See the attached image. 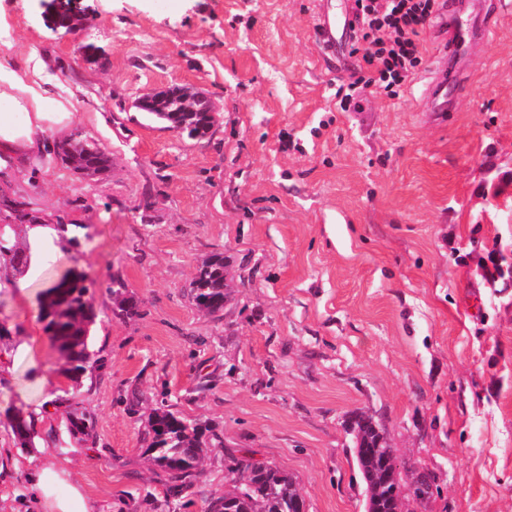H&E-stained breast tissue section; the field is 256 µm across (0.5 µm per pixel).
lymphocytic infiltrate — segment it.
<instances>
[{"label": "lymphocytic infiltrate", "mask_w": 512, "mask_h": 512, "mask_svg": "<svg viewBox=\"0 0 512 512\" xmlns=\"http://www.w3.org/2000/svg\"><path fill=\"white\" fill-rule=\"evenodd\" d=\"M359 37L353 52L364 66L355 72L341 100L346 109L360 108L361 94L373 89L399 97L423 60L421 33L440 11L439 0H356Z\"/></svg>", "instance_id": "f902f5d3"}]
</instances>
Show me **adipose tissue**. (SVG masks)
<instances>
[{
  "mask_svg": "<svg viewBox=\"0 0 512 512\" xmlns=\"http://www.w3.org/2000/svg\"><path fill=\"white\" fill-rule=\"evenodd\" d=\"M69 102L49 98L28 68L0 64V172L21 171L43 138L69 125ZM43 512H93V506L61 464L42 465L30 476Z\"/></svg>",
  "mask_w": 512,
  "mask_h": 512,
  "instance_id": "ef3b65f1",
  "label": "adipose tissue"
}]
</instances>
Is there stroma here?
Instances as JSON below:
<instances>
[{
  "label": "stroma",
  "mask_w": 512,
  "mask_h": 512,
  "mask_svg": "<svg viewBox=\"0 0 512 512\" xmlns=\"http://www.w3.org/2000/svg\"><path fill=\"white\" fill-rule=\"evenodd\" d=\"M12 25L0 61L44 64L71 131L112 158L84 178L54 158L57 136L17 175H0V246L23 251L19 210L78 224L35 269L0 264V512H27L29 459L67 460L96 512H204L226 489V450L293 475L308 512H364L349 425L371 416L404 480L436 476L428 512H512V0L460 61L447 115L423 91L437 33L400 97L345 111L323 59L319 14L352 0H80L86 22L53 30L42 0H0ZM99 48L100 64L83 47ZM179 84L216 123L192 139L136 101ZM221 252L224 316L191 295ZM95 282L81 383L41 318L46 284L70 269ZM123 280L139 315H118L104 284ZM94 414L72 434L47 397ZM167 405L223 444L179 495L147 462L148 418ZM33 416L17 448L9 419Z\"/></svg>",
  "instance_id": "1"
}]
</instances>
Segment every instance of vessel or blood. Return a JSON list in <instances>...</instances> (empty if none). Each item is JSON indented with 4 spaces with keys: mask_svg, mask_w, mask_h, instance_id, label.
<instances>
[{
    "mask_svg": "<svg viewBox=\"0 0 512 512\" xmlns=\"http://www.w3.org/2000/svg\"><path fill=\"white\" fill-rule=\"evenodd\" d=\"M352 24L350 15L334 18L322 16L318 24L320 42L323 52L336 50L334 32L336 28H349ZM442 39V49L436 59L431 79L426 86L425 96L432 103L436 112L447 111L449 91L460 88L461 77L458 70L452 68V61L460 58L467 51L488 40L491 29L485 24L472 22L456 8H448L438 26Z\"/></svg>",
    "mask_w": 512,
    "mask_h": 512,
    "instance_id": "b4317fda",
    "label": "vessel or blood"
}]
</instances>
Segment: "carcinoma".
Here are the masks:
<instances>
[{"label":"carcinoma","mask_w":512,"mask_h":512,"mask_svg":"<svg viewBox=\"0 0 512 512\" xmlns=\"http://www.w3.org/2000/svg\"><path fill=\"white\" fill-rule=\"evenodd\" d=\"M52 27L63 28L70 23L71 8H52L46 4ZM138 108L150 120L168 129L185 133L190 138H205L212 131L215 116L208 111V102L202 98H186L179 88L156 96H144ZM56 156L75 172L93 177L103 175L112 167L111 157L98 144L76 139L73 143L61 141ZM224 254L213 253L201 264L191 283L196 304L213 318L224 312L229 292L224 275ZM93 283L84 273L73 270L44 292L41 313L46 331L62 358V374L75 384L82 382L97 360L90 350V328L96 312L90 288ZM118 301L119 314L133 316L139 313V304L125 295L122 280L114 278L107 285ZM69 430L86 437L93 436L95 416L66 413ZM16 445L32 446L33 434L26 418L18 414L11 419ZM355 457L368 489L366 507L370 512H397L393 489L402 485L398 472H386L382 459L390 452L384 436L371 423L355 420ZM149 444L146 452L153 464L163 473L169 491L180 494L192 486L197 477L201 456L211 447L222 444L220 436L207 424L187 419L164 407L155 410L149 422ZM236 464L234 472L240 483V492L229 490L210 503L211 512H298L294 504L302 498L297 483L288 472L249 459L231 457Z\"/></svg>","instance_id":"carcinoma-1"}]
</instances>
